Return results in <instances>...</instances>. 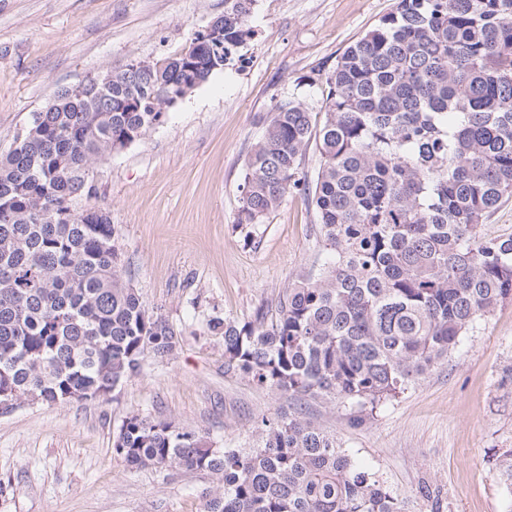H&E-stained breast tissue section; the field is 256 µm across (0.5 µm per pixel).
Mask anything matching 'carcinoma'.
Listing matches in <instances>:
<instances>
[{"mask_svg": "<svg viewBox=\"0 0 512 512\" xmlns=\"http://www.w3.org/2000/svg\"><path fill=\"white\" fill-rule=\"evenodd\" d=\"M255 0H224V42L132 59L112 85L60 92L0 156V403L90 400L167 359L175 331L126 279L88 172L162 125L252 32ZM313 105L279 100L251 149L238 223L308 197L332 259L275 309L216 318L224 371L363 421L446 360L512 299V237L479 227L512 198V0H396L339 56ZM314 145V178L302 158ZM115 451L132 469L202 472L204 512H404L375 474L300 412L262 420L252 450L137 416ZM512 490V451L496 464Z\"/></svg>", "mask_w": 512, "mask_h": 512, "instance_id": "1", "label": "carcinoma"}]
</instances>
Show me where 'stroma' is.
Returning a JSON list of instances; mask_svg holds the SVG:
<instances>
[{
  "mask_svg": "<svg viewBox=\"0 0 512 512\" xmlns=\"http://www.w3.org/2000/svg\"><path fill=\"white\" fill-rule=\"evenodd\" d=\"M396 0H257L247 61L168 109L165 123L97 162V203L126 277L175 330L111 394L0 411V512H203L205 475L133 469L114 452L126 418L169 422L214 447H248L262 418L303 409L400 496L405 512H512L495 465L512 449V301L359 427L322 399H290L224 371L211 319L273 308L328 252L305 195L237 223L248 154L276 101L321 99L337 56ZM224 0H0V154L60 88L179 52Z\"/></svg>",
  "mask_w": 512,
  "mask_h": 512,
  "instance_id": "1",
  "label": "stroma"
}]
</instances>
